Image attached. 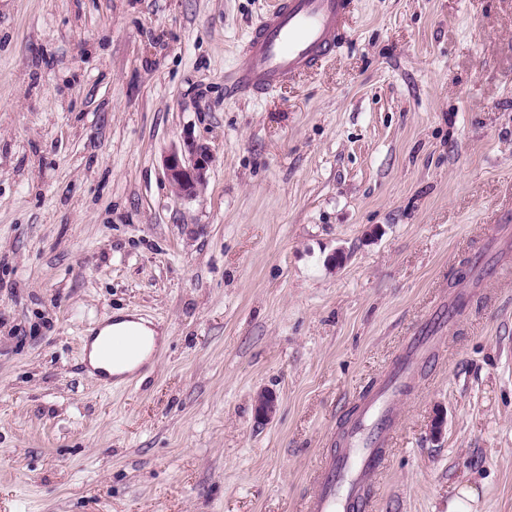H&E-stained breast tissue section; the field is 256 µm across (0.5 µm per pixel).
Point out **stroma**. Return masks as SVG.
I'll list each match as a JSON object with an SVG mask.
<instances>
[{"instance_id":"35a3bbf8","label":"stroma","mask_w":512,"mask_h":512,"mask_svg":"<svg viewBox=\"0 0 512 512\" xmlns=\"http://www.w3.org/2000/svg\"><path fill=\"white\" fill-rule=\"evenodd\" d=\"M275 2L0 0V512H302L461 263L512 265V0H355L334 59L233 96ZM117 312L165 341L106 388L82 345ZM463 481L512 512V279L417 367L374 512ZM212 155L207 147L188 146V150L172 148L163 159L165 177L177 197H194L207 185V172Z\"/></svg>"}]
</instances>
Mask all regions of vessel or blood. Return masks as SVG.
Instances as JSON below:
<instances>
[{"label": "vessel or blood", "instance_id": "vessel-or-blood-1", "mask_svg": "<svg viewBox=\"0 0 512 512\" xmlns=\"http://www.w3.org/2000/svg\"><path fill=\"white\" fill-rule=\"evenodd\" d=\"M352 7L353 0H278L240 48L235 92L256 98L319 69L343 46L341 20ZM158 351V345L147 344L141 336H106L97 344L96 364L89 372L109 385L114 377L108 369L117 353L144 365ZM409 366V361H402L399 369L360 399L353 420L336 434L337 448L328 450L313 470L314 491L303 512H367L370 490L384 474L394 445L396 400Z\"/></svg>", "mask_w": 512, "mask_h": 512}]
</instances>
